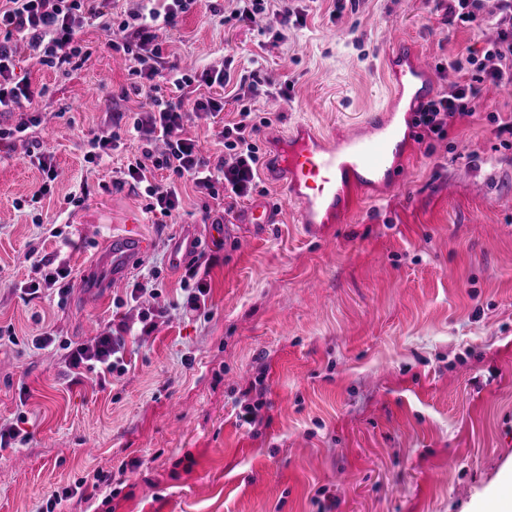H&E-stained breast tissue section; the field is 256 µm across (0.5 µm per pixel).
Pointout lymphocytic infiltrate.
Segmentation results:
<instances>
[{
    "instance_id": "obj_1",
    "label": "lymphocytic infiltrate",
    "mask_w": 512,
    "mask_h": 512,
    "mask_svg": "<svg viewBox=\"0 0 512 512\" xmlns=\"http://www.w3.org/2000/svg\"><path fill=\"white\" fill-rule=\"evenodd\" d=\"M197 0H144L140 9L126 17L107 21L110 0H5L0 5V112L16 114L14 124L0 126V146L29 140L31 129L39 127L42 116L37 108L46 96V87L33 85L23 62L38 59L56 71L79 69L91 54L79 38L84 26L101 21L105 45L123 55L129 63V92L143 103L133 116L130 135L133 159L115 178V188L143 190L148 211L174 219L182 210L183 185H192L203 197L221 201L250 196L258 185L261 152L254 136L268 125L269 117L244 107L237 121L224 124L220 136L223 154L208 156L196 141L181 134L186 111L217 118L224 110L223 96L189 97L192 85L224 86L223 73L198 75L170 65L166 86L156 77L162 60V45L168 32L177 27L182 15L190 12ZM503 28L496 42L487 44L484 61L478 69L486 78L512 84V0H499ZM480 90L474 82L455 85L454 89L419 106L417 125L428 132L445 134L456 120L473 116ZM27 156L41 173L32 203L49 195L58 178L52 155L39 141L29 140ZM38 276L20 287L24 299L32 300L53 293L66 298L67 267L50 266L38 261ZM66 373L79 379L88 373L108 381L112 374H124L121 336L106 330L94 345L73 347L65 361Z\"/></svg>"
}]
</instances>
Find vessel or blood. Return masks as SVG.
<instances>
[{
    "instance_id": "1",
    "label": "vessel or blood",
    "mask_w": 512,
    "mask_h": 512,
    "mask_svg": "<svg viewBox=\"0 0 512 512\" xmlns=\"http://www.w3.org/2000/svg\"><path fill=\"white\" fill-rule=\"evenodd\" d=\"M384 40L389 46L386 65L397 91L421 95L431 70L430 60L411 51L393 32H385ZM364 122L369 128L367 134L348 130L334 140L306 123L286 134L268 133V140L276 146L268 174L285 187L306 237H323L326 224L336 215L345 216L357 208V191L362 184L375 182L391 169L400 144V127L378 110L369 112ZM240 221L271 224L275 211L259 199L246 207ZM147 249V242L139 237L116 236L96 255L94 263L109 267L112 279L122 280Z\"/></svg>"
}]
</instances>
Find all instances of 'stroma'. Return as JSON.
Instances as JSON below:
<instances>
[{
	"mask_svg": "<svg viewBox=\"0 0 512 512\" xmlns=\"http://www.w3.org/2000/svg\"><path fill=\"white\" fill-rule=\"evenodd\" d=\"M288 6L305 11V26L282 30L272 11L238 21L234 0L218 19L198 0L167 36L166 61L231 74L219 118L184 122L208 153L251 97V71L288 87L252 97L272 126L330 134L389 104L385 30L431 60L435 97L466 81L453 61L482 56L498 31L497 0H483L480 21L453 23L448 0ZM81 37L93 52L80 69H30L49 90L33 135L67 178L34 205L28 142L0 157V329L15 337L0 343V423L27 436L0 455V512H39L99 470L112 484L81 512H476L511 489L512 135L497 126L512 120V85L484 80L475 114L446 134L412 127L386 179L360 190L356 212L315 242L266 177L229 212L192 196L175 220L146 212L139 191L113 188L133 147L96 165L89 139L137 102L122 95L127 67L102 48L100 25ZM75 191L82 202L67 206ZM253 199L273 204L277 223L209 237L210 222L234 223ZM187 225L200 234L192 262L210 291L206 310L186 315L171 245ZM123 234L149 243L133 277L159 273L157 295L140 305L124 304L126 283L79 284ZM40 258L70 268L64 303L21 297ZM152 308L166 314L141 335ZM119 324L125 374L69 380L63 343L92 344L94 330ZM45 332L57 345L37 349ZM258 400L255 424L239 425Z\"/></svg>",
	"mask_w": 512,
	"mask_h": 512,
	"instance_id": "1",
	"label": "stroma"
}]
</instances>
